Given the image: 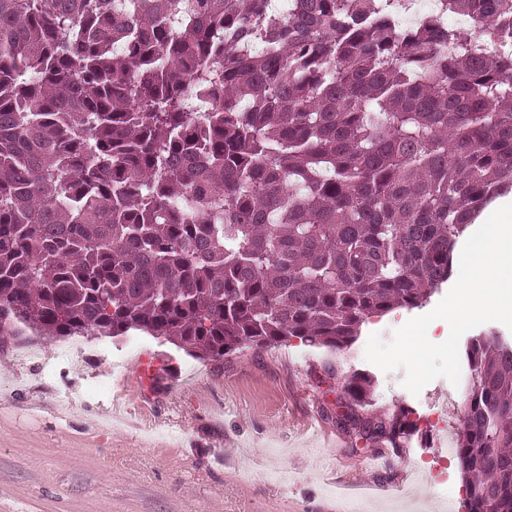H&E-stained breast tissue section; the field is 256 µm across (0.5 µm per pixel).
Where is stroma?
Instances as JSON below:
<instances>
[{
    "label": "stroma",
    "mask_w": 512,
    "mask_h": 512,
    "mask_svg": "<svg viewBox=\"0 0 512 512\" xmlns=\"http://www.w3.org/2000/svg\"><path fill=\"white\" fill-rule=\"evenodd\" d=\"M427 307L370 318L344 355L298 339L200 360L148 334L46 340L20 327L0 343V512H467L455 451L427 417L464 389L443 378L412 395L404 370L365 358L371 334ZM373 376L374 408L416 432L371 448L340 424L342 381Z\"/></svg>",
    "instance_id": "stroma-1"
}]
</instances>
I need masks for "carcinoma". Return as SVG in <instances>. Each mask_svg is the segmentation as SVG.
<instances>
[{"label": "carcinoma", "mask_w": 512, "mask_h": 512, "mask_svg": "<svg viewBox=\"0 0 512 512\" xmlns=\"http://www.w3.org/2000/svg\"><path fill=\"white\" fill-rule=\"evenodd\" d=\"M400 7L0 0V339L21 322L202 360L292 338L340 353L426 304L512 190V0H440L409 27ZM465 355L468 512H512V341ZM342 390L371 446L416 431L373 413L369 374Z\"/></svg>", "instance_id": "carcinoma-1"}]
</instances>
